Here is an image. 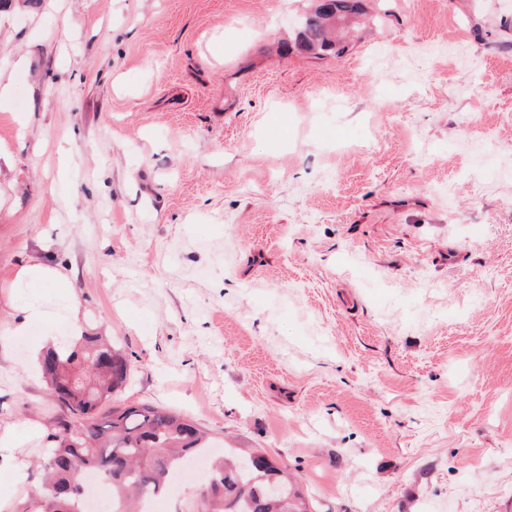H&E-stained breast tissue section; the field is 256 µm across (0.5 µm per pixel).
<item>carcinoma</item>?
<instances>
[{
    "mask_svg": "<svg viewBox=\"0 0 512 512\" xmlns=\"http://www.w3.org/2000/svg\"><path fill=\"white\" fill-rule=\"evenodd\" d=\"M331 2L326 8L316 0L300 20L297 44L309 54L336 50L335 30L362 14L363 0ZM40 370L67 412L45 438L43 486L18 512H84L77 485L89 471L111 486L117 512H133L164 496L182 462L210 447L206 433L178 412L128 405L96 418L128 377L127 358L110 339L85 332L60 340L42 355ZM201 512H311V504L288 468L255 459L247 448H226L208 472Z\"/></svg>",
    "mask_w": 512,
    "mask_h": 512,
    "instance_id": "obj_1",
    "label": "carcinoma"
}]
</instances>
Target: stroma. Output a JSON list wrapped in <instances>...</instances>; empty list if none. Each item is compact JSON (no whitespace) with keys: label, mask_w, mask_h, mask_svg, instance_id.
<instances>
[{"label":"stroma","mask_w":512,"mask_h":512,"mask_svg":"<svg viewBox=\"0 0 512 512\" xmlns=\"http://www.w3.org/2000/svg\"><path fill=\"white\" fill-rule=\"evenodd\" d=\"M312 5L0 8V430L38 427L0 512L63 412L32 300L124 351L115 404L261 451L313 512H512V0H364L341 55L284 52ZM20 277L27 278L28 283L48 284L61 291L62 296L70 301L72 298L69 281L66 274L51 267L31 266L20 270Z\"/></svg>","instance_id":"1"}]
</instances>
